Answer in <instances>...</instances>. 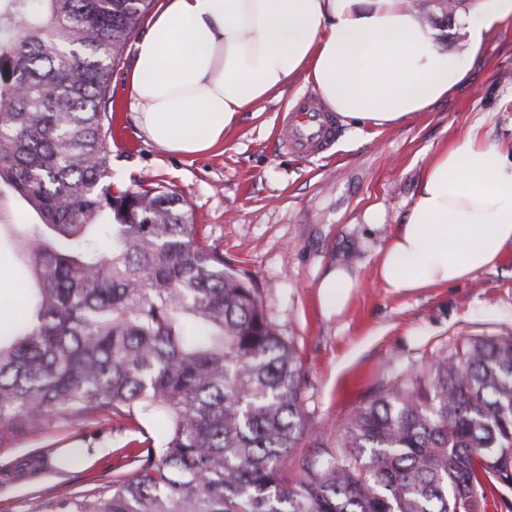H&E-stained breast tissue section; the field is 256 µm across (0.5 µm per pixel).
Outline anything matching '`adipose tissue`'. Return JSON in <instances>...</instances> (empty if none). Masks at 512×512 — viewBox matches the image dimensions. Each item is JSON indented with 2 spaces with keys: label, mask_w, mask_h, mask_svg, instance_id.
Here are the masks:
<instances>
[{
  "label": "adipose tissue",
  "mask_w": 512,
  "mask_h": 512,
  "mask_svg": "<svg viewBox=\"0 0 512 512\" xmlns=\"http://www.w3.org/2000/svg\"><path fill=\"white\" fill-rule=\"evenodd\" d=\"M451 52L415 0H164L134 48L129 94L166 151L196 156L223 142L240 112L304 75L329 111L360 127L409 120L466 80L487 38L512 23V0H470ZM512 249V152L468 132L438 151L378 262L398 293L451 286ZM357 271L338 265L318 288L342 312Z\"/></svg>",
  "instance_id": "ef3b65f1"
}]
</instances>
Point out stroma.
I'll return each instance as SVG.
<instances>
[{"label":"stroma","mask_w":512,"mask_h":512,"mask_svg":"<svg viewBox=\"0 0 512 512\" xmlns=\"http://www.w3.org/2000/svg\"><path fill=\"white\" fill-rule=\"evenodd\" d=\"M134 64L125 48L112 75V174L115 180L172 188L208 245L258 288L263 311L296 351L303 372V438L335 439L383 385L429 378L435 360L467 338L512 336V250L496 268L446 288L401 294L382 287L376 265L404 217L434 154L467 131L512 149V24L493 33L466 82L427 112L388 128L341 124L332 146L302 157L279 148V133L297 100L313 96L304 76L243 112L224 143L185 157L143 131L129 97ZM377 212L380 228L366 215ZM38 215L17 196H0V325L11 326L29 292V273L13 242ZM344 264L360 278L341 314L323 310L318 282ZM163 445L156 421L97 415L73 422L57 413L46 427L0 435V512H57L61 487L88 494L113 470L131 473L139 442ZM80 448L65 464L62 449Z\"/></svg>","instance_id":"1"}]
</instances>
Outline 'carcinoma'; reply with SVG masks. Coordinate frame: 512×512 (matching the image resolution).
<instances>
[{
  "label": "carcinoma",
  "mask_w": 512,
  "mask_h": 512,
  "mask_svg": "<svg viewBox=\"0 0 512 512\" xmlns=\"http://www.w3.org/2000/svg\"><path fill=\"white\" fill-rule=\"evenodd\" d=\"M151 0H0V189L40 218L27 310L0 333V430L63 411L167 425L69 512H512V336L469 338L335 441L303 434L302 368L259 291L164 185L112 180L113 67Z\"/></svg>",
  "instance_id": "cac0c4a2"
}]
</instances>
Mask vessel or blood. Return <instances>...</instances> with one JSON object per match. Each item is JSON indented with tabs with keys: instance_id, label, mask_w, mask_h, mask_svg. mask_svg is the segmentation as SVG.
<instances>
[{
	"instance_id": "b4317fda",
	"label": "vessel or blood",
	"mask_w": 512,
	"mask_h": 512,
	"mask_svg": "<svg viewBox=\"0 0 512 512\" xmlns=\"http://www.w3.org/2000/svg\"><path fill=\"white\" fill-rule=\"evenodd\" d=\"M334 137L332 124L324 120L315 102L308 98L297 101L282 129L283 146L302 156L327 150Z\"/></svg>"
}]
</instances>
